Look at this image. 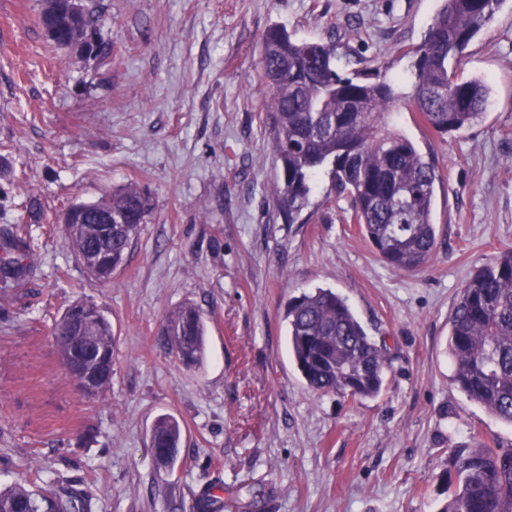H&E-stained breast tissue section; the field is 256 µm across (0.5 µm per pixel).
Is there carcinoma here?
<instances>
[{"label":"carcinoma","mask_w":512,"mask_h":512,"mask_svg":"<svg viewBox=\"0 0 512 512\" xmlns=\"http://www.w3.org/2000/svg\"><path fill=\"white\" fill-rule=\"evenodd\" d=\"M503 0H444L413 57L409 94L379 73L342 74L336 45L300 42L273 25L264 37L261 77L270 90L267 127L280 181L274 198L288 223L308 204L310 181L330 168L332 186L350 204V220L361 226L380 257L398 270L423 267L437 238L432 219L437 180L433 163L405 135L386 128L385 114L403 104L428 129L444 136L482 119L489 86L461 67L464 52L495 18ZM69 0H43L40 24H57L48 38L58 47L84 51L97 22L96 0H83L82 22L66 19ZM150 205L140 187L123 185L92 203H74L63 224L70 249L87 276L109 282L146 223ZM112 216V240L101 225ZM0 280L15 288L34 273L26 225L0 234ZM93 323L86 357L75 354L79 338L59 322L55 343L63 357L96 376L97 393L112 384V323L93 302L82 303ZM291 352L308 387L316 392L375 398L384 386L387 353L365 332L346 301L319 288L289 302L285 312ZM166 336L186 365L205 354V325L184 305L167 317ZM448 352L453 384L501 422L512 424V249L507 248L464 284L450 320ZM179 423L162 416L150 438L158 466L176 458ZM447 503L441 512H512V450L483 440L456 446L445 472ZM0 512H92L91 499L50 480L31 488L17 482L0 491Z\"/></svg>","instance_id":"cac0c4a2"}]
</instances>
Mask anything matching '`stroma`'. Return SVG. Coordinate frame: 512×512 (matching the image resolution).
<instances>
[{
    "label": "stroma",
    "instance_id": "1",
    "mask_svg": "<svg viewBox=\"0 0 512 512\" xmlns=\"http://www.w3.org/2000/svg\"><path fill=\"white\" fill-rule=\"evenodd\" d=\"M109 59L58 48L42 0H0V226L27 199L35 271L0 287V486L24 477L82 490L93 512H440L448 450L474 436L512 447L452 383L449 316L469 276L512 248V0L468 46L485 78L481 121L439 138L400 107L387 121L437 174V247L422 270L386 265L321 171L301 220L273 196L276 161L260 77L263 36L284 26L334 42L340 73L380 69L409 92L441 0H98ZM136 182L151 200L124 266L89 280L63 235L75 202ZM329 288L389 359L379 396L311 391L289 354L287 305ZM111 320L112 384L87 396L52 338L71 305ZM192 304L205 357L165 335ZM181 428L156 465L155 420Z\"/></svg>",
    "mask_w": 512,
    "mask_h": 512
}]
</instances>
